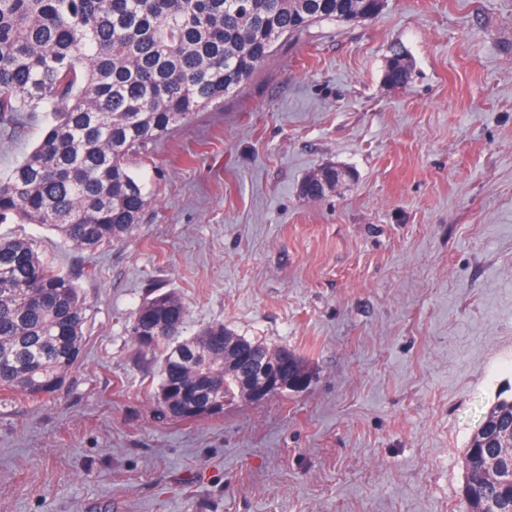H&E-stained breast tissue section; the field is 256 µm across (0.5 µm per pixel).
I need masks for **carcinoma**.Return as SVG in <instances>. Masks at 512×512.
<instances>
[{"instance_id":"carcinoma-1","label":"carcinoma","mask_w":512,"mask_h":512,"mask_svg":"<svg viewBox=\"0 0 512 512\" xmlns=\"http://www.w3.org/2000/svg\"><path fill=\"white\" fill-rule=\"evenodd\" d=\"M383 0H0V129L25 113L49 122L36 147L0 178V224H42L81 251L125 242L150 194L131 160L254 79L279 40L325 20L366 22ZM397 54L385 80L404 85ZM336 168L302 184L318 200ZM86 308L73 275L35 244L0 235V390L50 398L78 365ZM187 308L157 289L134 312L130 336L159 357L158 416H218L246 392L224 365L248 340L216 322L182 337ZM468 447L464 512H512V398L494 403Z\"/></svg>"}]
</instances>
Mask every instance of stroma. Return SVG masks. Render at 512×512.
Masks as SVG:
<instances>
[{
    "mask_svg": "<svg viewBox=\"0 0 512 512\" xmlns=\"http://www.w3.org/2000/svg\"><path fill=\"white\" fill-rule=\"evenodd\" d=\"M46 120L0 134L1 177ZM330 165L350 180L304 198ZM132 167L151 201L123 244L0 224L76 274L87 308L53 398L0 392V512H463L465 449L512 396V0L316 23ZM157 287L185 335L224 323L299 356L307 383L158 418L127 331ZM396 54L389 66L385 70V80L394 85H404L409 83L412 78V68L409 62L401 56Z\"/></svg>",
    "mask_w": 512,
    "mask_h": 512,
    "instance_id": "35a3bbf8",
    "label": "stroma"
}]
</instances>
